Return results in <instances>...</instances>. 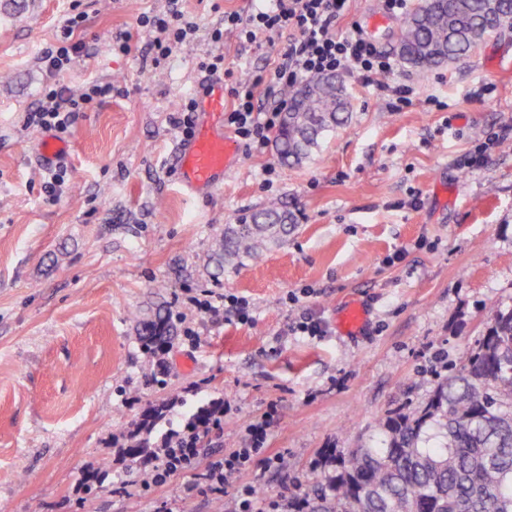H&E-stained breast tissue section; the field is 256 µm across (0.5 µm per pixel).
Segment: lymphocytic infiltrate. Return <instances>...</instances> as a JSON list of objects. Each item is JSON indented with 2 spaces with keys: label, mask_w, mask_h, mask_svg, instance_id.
I'll return each instance as SVG.
<instances>
[{
  "label": "lymphocytic infiltrate",
  "mask_w": 512,
  "mask_h": 512,
  "mask_svg": "<svg viewBox=\"0 0 512 512\" xmlns=\"http://www.w3.org/2000/svg\"><path fill=\"white\" fill-rule=\"evenodd\" d=\"M349 9V0H269L267 6L256 9L245 19L234 12L226 13L223 27L213 30L211 37L216 41L222 40L228 30L237 32L248 43L267 33L290 31L296 36L270 75H254L231 91L233 103L224 113V123L233 128L246 152L265 150L273 130L288 110L286 91L303 80L329 74L366 78L393 73L394 59L380 52L358 24L338 30L339 21ZM84 20L81 13L69 18L62 44L42 53L40 63L47 74L55 76L68 69L82 51V42L73 41L72 36ZM138 23L155 31L153 50L163 60L174 49L189 43L197 31L196 23L177 9L162 16L142 15ZM111 92L108 84L90 85L76 95L64 87L50 85L43 101L29 112L27 122L44 130L68 133L77 112ZM199 456L196 448L160 449L150 475L140 484L142 491L150 492L170 475L188 470Z\"/></svg>",
  "instance_id": "obj_1"
}]
</instances>
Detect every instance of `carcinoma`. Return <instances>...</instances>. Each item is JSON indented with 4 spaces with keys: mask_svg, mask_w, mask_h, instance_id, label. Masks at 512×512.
I'll return each mask as SVG.
<instances>
[{
    "mask_svg": "<svg viewBox=\"0 0 512 512\" xmlns=\"http://www.w3.org/2000/svg\"><path fill=\"white\" fill-rule=\"evenodd\" d=\"M504 24L512 27V0H420L402 22L396 51L408 67L433 69ZM348 105L334 76L295 90L275 136L281 162L309 158L323 134L347 120ZM294 229L292 215L270 204L224 229L218 267L257 259ZM172 339L169 317L161 315L140 337L154 355ZM220 407L217 401L198 407L182 438L162 447L203 445ZM168 408L153 406L134 436L151 430ZM322 466L313 496L288 501V512H512V308L492 313L484 334L424 403L388 411L377 434L356 448L328 450Z\"/></svg>",
    "mask_w": 512,
    "mask_h": 512,
    "instance_id": "carcinoma-1",
    "label": "carcinoma"
}]
</instances>
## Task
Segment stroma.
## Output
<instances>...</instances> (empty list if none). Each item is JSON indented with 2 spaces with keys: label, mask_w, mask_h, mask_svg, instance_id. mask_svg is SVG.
I'll list each match as a JSON object with an SVG mask.
<instances>
[{
  "label": "stroma",
  "mask_w": 512,
  "mask_h": 512,
  "mask_svg": "<svg viewBox=\"0 0 512 512\" xmlns=\"http://www.w3.org/2000/svg\"><path fill=\"white\" fill-rule=\"evenodd\" d=\"M84 51L59 77L110 96L79 113L65 139L56 198L44 190L46 131L27 126L47 85L39 57L61 38L66 0H0V505L8 512H237L242 487L286 507L322 478L327 448H354L391 409L415 407L438 377L512 306V32L432 70L398 65L413 103L389 107L373 84L346 77L349 122L311 160L282 165L276 149L237 160L223 182L183 194L174 121L209 86L272 69L286 33L243 45L211 40L222 13L248 16L256 0H180L198 31L161 65L142 14L167 0H78ZM131 34L132 50L111 46ZM223 54L225 73L202 61ZM296 229L256 260L217 269L224 227L269 203ZM405 250L402 262L386 259ZM299 303L287 300L288 293ZM234 295L251 321L212 316L203 302ZM367 315L343 333L344 309ZM321 337L292 332L301 313ZM171 316L163 360L144 354L145 322ZM222 400L191 470L150 493L146 456H125L126 435L150 407L170 403L151 432L182 430L189 406ZM267 424L264 451L218 489L211 461L249 447ZM278 456L279 464L267 459Z\"/></svg>",
  "instance_id": "stroma-1"
}]
</instances>
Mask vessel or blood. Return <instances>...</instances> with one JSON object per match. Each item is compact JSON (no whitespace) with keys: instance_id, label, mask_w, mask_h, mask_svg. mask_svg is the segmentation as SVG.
<instances>
[{"instance_id":"1","label":"vessel or blood","mask_w":512,"mask_h":512,"mask_svg":"<svg viewBox=\"0 0 512 512\" xmlns=\"http://www.w3.org/2000/svg\"><path fill=\"white\" fill-rule=\"evenodd\" d=\"M203 110L209 119L196 130L194 137L182 149L183 179L186 191L199 187L217 186L221 176L236 158L234 144L222 130L224 91L210 89L203 101Z\"/></svg>"}]
</instances>
